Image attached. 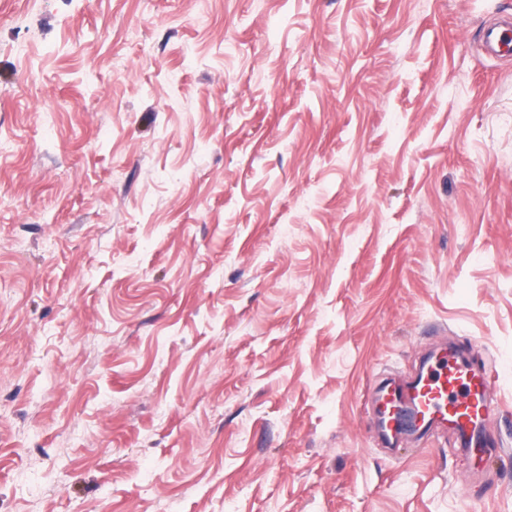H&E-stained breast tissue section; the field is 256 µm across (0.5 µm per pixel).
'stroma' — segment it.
Wrapping results in <instances>:
<instances>
[{
    "label": "stroma",
    "mask_w": 512,
    "mask_h": 512,
    "mask_svg": "<svg viewBox=\"0 0 512 512\" xmlns=\"http://www.w3.org/2000/svg\"><path fill=\"white\" fill-rule=\"evenodd\" d=\"M512 0H0V512H512ZM448 341L497 447L379 442ZM483 48L490 55L506 58L512 55V21L501 20L484 29Z\"/></svg>",
    "instance_id": "obj_1"
}]
</instances>
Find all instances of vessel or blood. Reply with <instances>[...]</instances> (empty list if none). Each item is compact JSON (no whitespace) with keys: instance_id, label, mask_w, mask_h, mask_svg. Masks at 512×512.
<instances>
[{"instance_id":"b4317fda","label":"vessel or blood","mask_w":512,"mask_h":512,"mask_svg":"<svg viewBox=\"0 0 512 512\" xmlns=\"http://www.w3.org/2000/svg\"><path fill=\"white\" fill-rule=\"evenodd\" d=\"M483 47L497 58L512 56V21L487 26ZM495 402L491 372L473 368L461 352L442 343L422 355L408 378L382 380L372 399V423L389 447L449 430L464 451L480 458L493 442L478 427Z\"/></svg>"}]
</instances>
